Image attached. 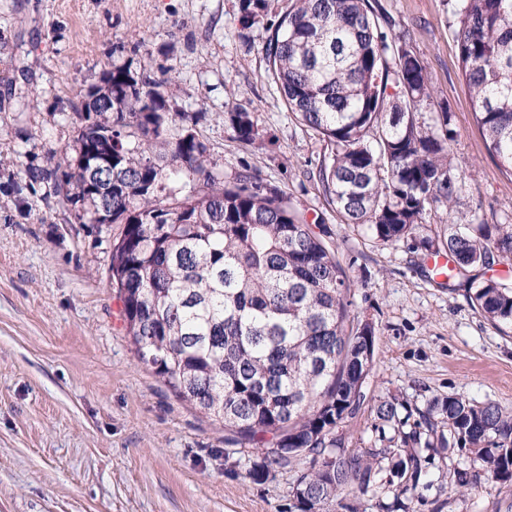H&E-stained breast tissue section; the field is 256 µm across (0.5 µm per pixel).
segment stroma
<instances>
[{"instance_id": "stroma-1", "label": "stroma", "mask_w": 512, "mask_h": 512, "mask_svg": "<svg viewBox=\"0 0 512 512\" xmlns=\"http://www.w3.org/2000/svg\"><path fill=\"white\" fill-rule=\"evenodd\" d=\"M389 43L406 41L432 79L422 106L452 112L453 163L466 175L458 210L512 221L503 173L472 117L458 24L447 0H370ZM239 0H0V512H290L292 466L255 483L248 453L139 363L109 281L122 227L79 223L31 171L71 142L73 109L115 66L173 67L171 101L212 167L243 169L282 191L335 249L350 311L375 330L376 364L339 427L350 448L381 444L379 398L409 408L433 397L512 410V337L448 287L419 242L386 244L343 222L323 194L327 144L289 112L267 72L279 7L241 30ZM253 113L262 149L234 140L231 109ZM414 512H512V485L459 496L423 488Z\"/></svg>"}]
</instances>
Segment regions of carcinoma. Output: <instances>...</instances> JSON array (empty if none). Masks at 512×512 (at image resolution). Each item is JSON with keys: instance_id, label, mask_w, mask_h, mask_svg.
<instances>
[{"instance_id": "carcinoma-1", "label": "carcinoma", "mask_w": 512, "mask_h": 512, "mask_svg": "<svg viewBox=\"0 0 512 512\" xmlns=\"http://www.w3.org/2000/svg\"><path fill=\"white\" fill-rule=\"evenodd\" d=\"M271 0H239L246 29ZM264 45L288 111L331 145L323 193L345 223L384 243L420 239L444 252L448 280L499 332H512V284L476 268L512 260V223L482 224L454 210L464 174L451 160V112L427 119L428 73L406 43L393 46L370 0H283ZM462 73L488 149L512 175V0H448ZM170 79L114 67L88 88L112 85V107L78 112L72 142L51 152V180L86 223L112 195L109 278L136 358L203 417L225 443L255 449L248 476L261 482L295 462L296 512H413L428 465L466 451L486 481L512 484V412L495 402L434 398L426 429L405 430L396 396L375 414L390 436L379 448L345 447L337 434L375 363L374 329L350 315V283L328 248L277 189L245 169L231 181L208 166L207 147L179 126ZM398 88L390 93L389 88ZM235 139L260 138L249 112L224 113ZM112 163V184L87 176V148ZM448 212L434 236L430 218ZM481 475L456 466L463 496Z\"/></svg>"}]
</instances>
